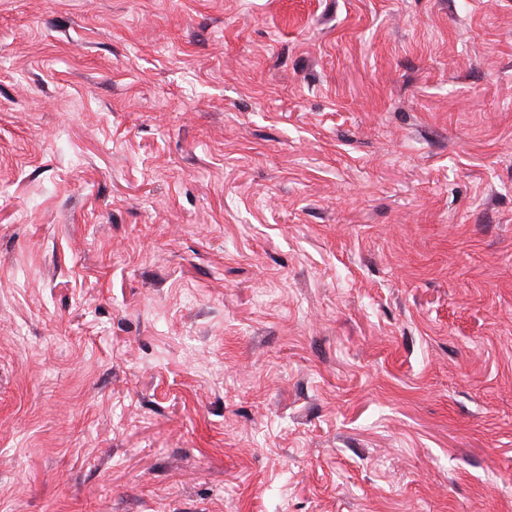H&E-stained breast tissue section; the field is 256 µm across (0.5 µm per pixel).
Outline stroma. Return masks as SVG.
Returning a JSON list of instances; mask_svg holds the SVG:
<instances>
[{
    "instance_id": "stroma-1",
    "label": "stroma",
    "mask_w": 512,
    "mask_h": 512,
    "mask_svg": "<svg viewBox=\"0 0 512 512\" xmlns=\"http://www.w3.org/2000/svg\"><path fill=\"white\" fill-rule=\"evenodd\" d=\"M0 512H512V0H0Z\"/></svg>"
}]
</instances>
